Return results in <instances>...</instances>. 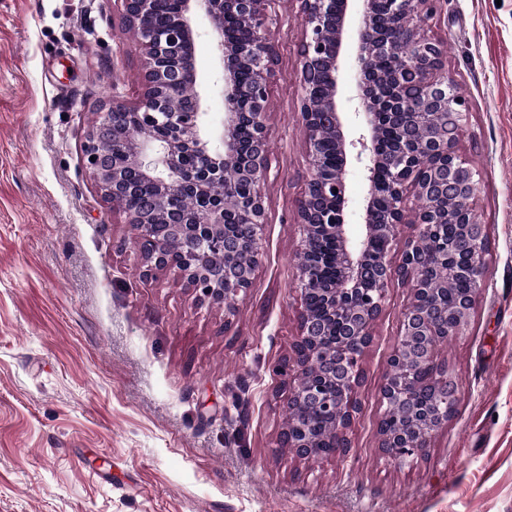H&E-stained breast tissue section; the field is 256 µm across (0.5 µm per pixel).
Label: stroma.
I'll return each instance as SVG.
<instances>
[{
    "label": "stroma",
    "mask_w": 512,
    "mask_h": 512,
    "mask_svg": "<svg viewBox=\"0 0 512 512\" xmlns=\"http://www.w3.org/2000/svg\"><path fill=\"white\" fill-rule=\"evenodd\" d=\"M361 0L344 27L337 104L364 131L356 89ZM278 62L265 114L271 169L253 282L232 309L170 268L148 269L138 230L98 195L81 145L99 112L141 91L118 0H0V512H512V0H445L434 32L469 122L486 286L436 346L458 404L425 453L380 446V389L408 285L386 290L356 390L347 456L281 445L277 371L300 334L309 174L298 112V0H275ZM204 122L224 126L218 36L196 16ZM345 222L363 229V168L349 162Z\"/></svg>",
    "instance_id": "obj_1"
}]
</instances>
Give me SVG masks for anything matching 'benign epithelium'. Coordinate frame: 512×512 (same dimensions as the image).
<instances>
[{
    "instance_id": "7a95c632",
    "label": "benign epithelium",
    "mask_w": 512,
    "mask_h": 512,
    "mask_svg": "<svg viewBox=\"0 0 512 512\" xmlns=\"http://www.w3.org/2000/svg\"><path fill=\"white\" fill-rule=\"evenodd\" d=\"M124 26L134 31L141 53L142 91L134 101L112 102L100 113L95 125L82 144L86 169L95 187L107 202L117 203L126 190L125 174L131 169L142 178L155 183L158 195L155 203L144 208H122L127 222L139 228L143 255L149 266L174 268L186 283L205 298L232 308L233 299L251 284L255 266L240 267L233 257L242 245H248L253 257L259 255V244L268 198L262 191L270 171L267 131L264 115L267 111L271 79L277 53L267 29L268 9L275 0H182L179 26L159 32L152 25L153 0H119ZM442 0H387L385 26L402 25L407 32L400 51L404 68L395 74L397 88L392 101L395 110H409V123H418L426 111H453L454 127L437 124L420 139L406 138L392 156L383 155L377 143L380 122L386 113L383 103L389 101L379 76L369 67V52L376 45L390 52L393 45L377 34L378 0H363L359 25V106L362 109L367 134L355 143H346L342 132L341 112L336 96L339 84V58L345 27L348 0H300L305 28L299 49V112L308 139L311 176L298 210V223L303 228L304 262L300 267V293L315 288L325 299L331 318L343 317L344 333L327 343V323L302 309L301 333L293 345L292 363L284 364L280 374L289 384V401L295 417L282 432V445L300 457L308 456L313 448L310 428L298 422V416L308 406H314L331 425L328 447L344 454L349 448L348 430L358 411L356 388L362 378V360L372 342V326L383 312L385 291L393 280L410 283L412 300L403 313L400 343L390 364L406 370L403 376L391 374L382 387V399L389 409L408 407V399L416 383L409 371L416 362H434L435 345L441 336H453L464 325L476 295L472 294L448 317L447 326L440 325L429 312L434 307L432 289L425 287L422 270L432 257L419 249V242L401 243L399 228L410 222L417 235L432 227L448 223L438 201L453 189L458 203L454 222L463 225L468 249L474 256L469 274L477 285L484 283L485 252L481 242L484 227L475 220L474 200L477 180L475 171L459 154L457 142L467 121L464 99L448 76L444 58L445 45L428 35ZM201 10L218 33V49L224 66V127L222 148H214L202 125V104L194 96L192 107L180 105L183 88H194L196 59L193 52V14ZM233 15L249 30L251 40L241 44L224 34V16ZM242 65L253 71V85L243 91L238 83ZM329 81L324 100H313L314 76ZM412 77L425 91L414 103L403 99L398 84L401 77ZM247 93L255 127L254 150L247 164L236 166V177L253 186L251 198L242 203L232 184L224 181V169L234 162L237 143L235 132L242 105V93ZM136 110L149 117L161 112L167 119L171 134L157 138L151 125H144L131 141H112V153L102 149L109 128L121 112ZM336 136L340 161L334 171H324L319 141L325 131ZM356 149L353 159L364 164L368 196L365 209V231L361 238L348 235L344 224L346 203V168L351 157L349 148ZM191 148L204 160L198 174V186L204 198L217 196L242 211L251 233L241 240L224 232V206L204 207V218L189 223L180 217L163 218L165 201L180 190L186 173L180 160L185 149ZM443 159L442 167L431 170L424 159ZM386 166L393 171V196L389 199L386 219L373 223L378 198L376 175ZM318 230L338 246L336 264L340 277L331 283L319 281L320 262L307 247L312 230ZM380 237L387 249L375 261L370 259L371 242ZM317 355L330 366L327 378L318 380L310 373V364ZM446 424L443 419L428 423L419 432L384 434L381 447L399 464L414 459L425 448L429 437Z\"/></svg>"
}]
</instances>
